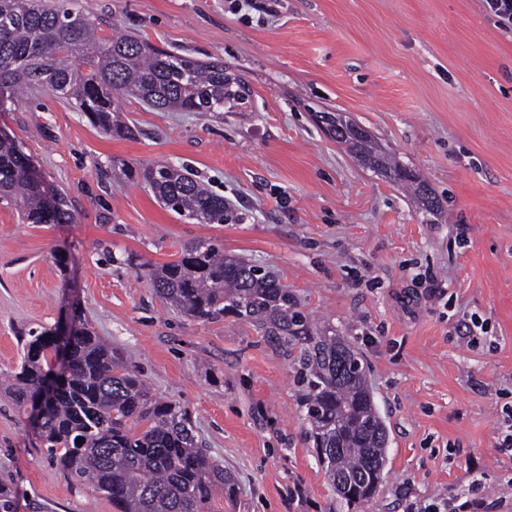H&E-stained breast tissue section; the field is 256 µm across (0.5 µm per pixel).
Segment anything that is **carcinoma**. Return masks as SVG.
<instances>
[{
	"label": "carcinoma",
	"mask_w": 512,
	"mask_h": 512,
	"mask_svg": "<svg viewBox=\"0 0 512 512\" xmlns=\"http://www.w3.org/2000/svg\"><path fill=\"white\" fill-rule=\"evenodd\" d=\"M97 19L44 0H0V90L14 101L33 89L58 93L103 132L125 136L119 100L136 98L162 111L222 112L244 104L241 80L222 63H200L125 35L100 36ZM379 160L375 173L413 187L431 203L426 184L382 150L376 140L348 142ZM143 178L156 198L180 217L222 224L224 198L164 164L122 165ZM0 199L18 207L27 224H70L67 199L45 203L19 145L0 137ZM178 313L196 321L232 315L285 345L300 347V409L330 484L348 504L369 500L383 479L388 430L377 412L354 346L331 327L319 329L297 307L294 294L270 271L209 241L187 247L173 262L137 266ZM8 391L18 410L36 408L35 429L49 459L77 481L119 504V512H221L235 498V481L193 432L188 410L155 399L140 372L126 364L84 323L74 320L66 361L58 363L55 331L30 334ZM82 442H76V439Z\"/></svg>",
	"instance_id": "obj_1"
}]
</instances>
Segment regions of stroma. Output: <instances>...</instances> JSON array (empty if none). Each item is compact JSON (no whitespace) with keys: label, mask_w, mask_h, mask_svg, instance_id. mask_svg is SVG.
<instances>
[{"label":"stroma","mask_w":512,"mask_h":512,"mask_svg":"<svg viewBox=\"0 0 512 512\" xmlns=\"http://www.w3.org/2000/svg\"><path fill=\"white\" fill-rule=\"evenodd\" d=\"M104 35L223 63L243 107L121 109L112 137L58 94L0 112V129L64 192L70 224H27L0 202V381L29 332L72 315L186 406L231 472V512H423L438 498L512 502V31L483 0H77ZM339 112L415 169L438 198L362 167L317 124ZM172 164L223 196L221 224L180 218L121 163ZM208 240L269 267L297 304L348 337L389 440L370 501L329 487L300 412L296 351L232 316L186 319L134 262ZM483 321L476 338L465 334ZM0 483L16 512H114L51 462L0 388Z\"/></svg>","instance_id":"1"}]
</instances>
